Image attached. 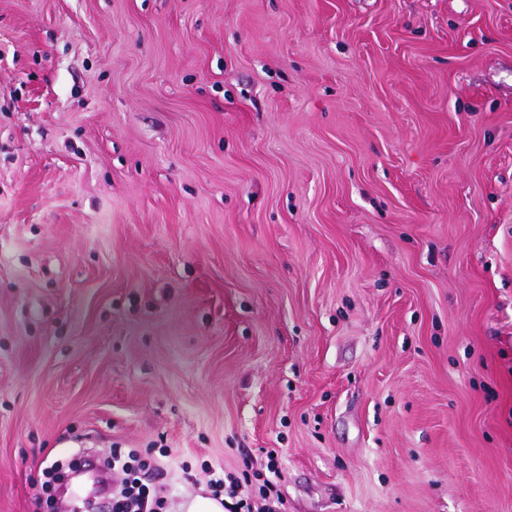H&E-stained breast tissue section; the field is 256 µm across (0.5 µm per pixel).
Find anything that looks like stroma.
I'll return each instance as SVG.
<instances>
[{
  "mask_svg": "<svg viewBox=\"0 0 512 512\" xmlns=\"http://www.w3.org/2000/svg\"><path fill=\"white\" fill-rule=\"evenodd\" d=\"M115 448L512 512V0H0V512Z\"/></svg>",
  "mask_w": 512,
  "mask_h": 512,
  "instance_id": "35a3bbf8",
  "label": "stroma"
}]
</instances>
